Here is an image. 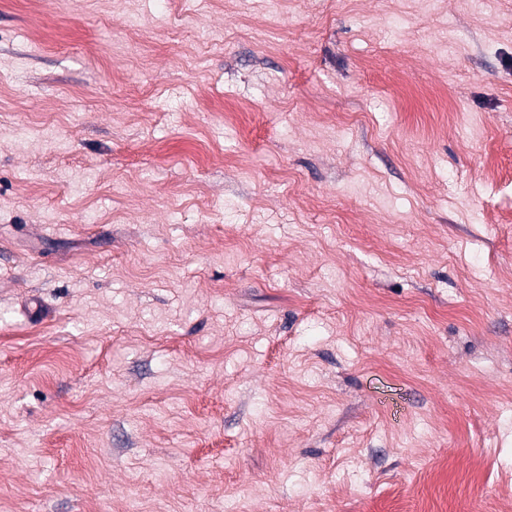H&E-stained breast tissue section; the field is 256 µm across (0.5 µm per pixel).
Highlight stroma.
<instances>
[{"label": "stroma", "instance_id": "obj_1", "mask_svg": "<svg viewBox=\"0 0 512 512\" xmlns=\"http://www.w3.org/2000/svg\"><path fill=\"white\" fill-rule=\"evenodd\" d=\"M511 497L512 0H0V507Z\"/></svg>", "mask_w": 512, "mask_h": 512}]
</instances>
